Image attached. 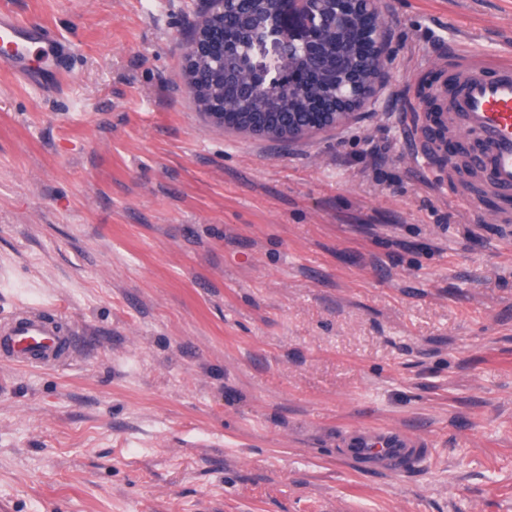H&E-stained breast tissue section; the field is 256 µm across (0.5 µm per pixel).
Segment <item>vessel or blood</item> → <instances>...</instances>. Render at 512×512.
Returning <instances> with one entry per match:
<instances>
[{
	"label": "vessel or blood",
	"mask_w": 512,
	"mask_h": 512,
	"mask_svg": "<svg viewBox=\"0 0 512 512\" xmlns=\"http://www.w3.org/2000/svg\"><path fill=\"white\" fill-rule=\"evenodd\" d=\"M0 47L10 50L9 67L29 87L58 84L61 61L74 46L43 26L21 23L0 10ZM456 86L448 98V130L474 138L482 147L477 169L487 188L512 194V54L487 55L458 44L448 56ZM76 333L55 314L23 307L0 319V358L18 366L55 364L76 346ZM364 469L405 475L430 455L417 434L385 427L348 429L338 450Z\"/></svg>",
	"instance_id": "b4317fda"
}]
</instances>
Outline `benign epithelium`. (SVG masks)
I'll use <instances>...</instances> for the list:
<instances>
[{
  "label": "benign epithelium",
  "mask_w": 512,
  "mask_h": 512,
  "mask_svg": "<svg viewBox=\"0 0 512 512\" xmlns=\"http://www.w3.org/2000/svg\"><path fill=\"white\" fill-rule=\"evenodd\" d=\"M238 0H206L211 25L185 45V75L191 76L196 62L212 46H231L224 29V13ZM336 29V79L332 97H315L308 126L274 123L266 118H249L213 109L205 116L216 125L271 139L293 141L310 133L334 128L358 106L373 102L385 89L384 73L391 55L390 39L382 18L380 0H273L267 32L273 37L271 49L288 50L290 55L315 52L321 47L328 24ZM366 42L372 50L350 65L349 44Z\"/></svg>",
  "instance_id": "benign-epithelium-1"
}]
</instances>
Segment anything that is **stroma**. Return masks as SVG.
<instances>
[{"label":"stroma","mask_w":512,"mask_h":512,"mask_svg":"<svg viewBox=\"0 0 512 512\" xmlns=\"http://www.w3.org/2000/svg\"><path fill=\"white\" fill-rule=\"evenodd\" d=\"M73 42L56 93L0 62V318L56 306L59 366L0 359V512H512V223L415 164L457 40L512 51V0H381L375 104L283 145L188 93L202 0H0ZM391 161L374 168V146ZM431 445L409 477L337 448ZM340 446L338 454L352 464L397 475L412 472L430 455L427 442L417 434L385 427H352Z\"/></svg>","instance_id":"obj_1"}]
</instances>
